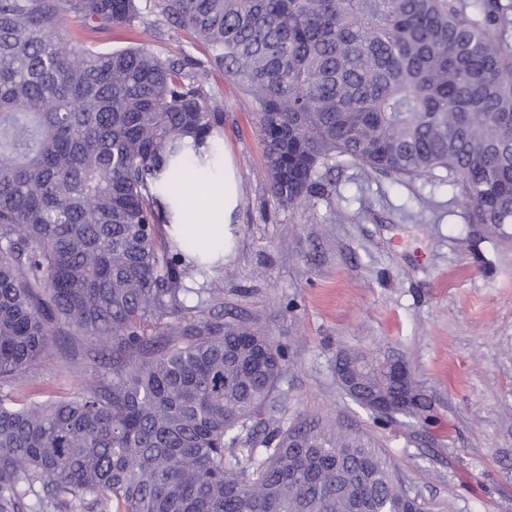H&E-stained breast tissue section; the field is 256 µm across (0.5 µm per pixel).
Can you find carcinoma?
<instances>
[{
  "instance_id": "obj_1",
  "label": "carcinoma",
  "mask_w": 512,
  "mask_h": 512,
  "mask_svg": "<svg viewBox=\"0 0 512 512\" xmlns=\"http://www.w3.org/2000/svg\"><path fill=\"white\" fill-rule=\"evenodd\" d=\"M142 2L0 0V382L56 336L112 348L70 397L0 395V512H424L369 442L267 429L281 345L224 320L220 290L194 300L215 268L162 236V196L188 168L220 172L221 113L184 61L87 41ZM160 2L204 47L202 73L254 101L281 205L349 163L449 186L491 237L512 224V0ZM339 359L367 395L397 389L388 362Z\"/></svg>"
}]
</instances>
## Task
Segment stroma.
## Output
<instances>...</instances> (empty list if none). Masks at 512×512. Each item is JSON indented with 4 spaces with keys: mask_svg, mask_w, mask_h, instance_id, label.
I'll return each instance as SVG.
<instances>
[{
    "mask_svg": "<svg viewBox=\"0 0 512 512\" xmlns=\"http://www.w3.org/2000/svg\"><path fill=\"white\" fill-rule=\"evenodd\" d=\"M93 40L192 60L190 76L205 58L157 0ZM202 98L223 114L215 141L234 159L240 198L231 253L207 285L221 289L225 316L286 352L268 427L314 420L370 441L425 512H512V224L507 239L477 242L451 188L354 165L320 169L326 193L282 206L263 178L250 98L216 71ZM352 351L402 359L432 404L429 419L383 422L346 395L336 358ZM100 369L95 348L60 338L24 381L0 389L40 402L73 395Z\"/></svg>",
    "mask_w": 512,
    "mask_h": 512,
    "instance_id": "obj_1",
    "label": "stroma"
}]
</instances>
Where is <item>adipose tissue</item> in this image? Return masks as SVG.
Instances as JSON below:
<instances>
[{
  "label": "adipose tissue",
  "mask_w": 512,
  "mask_h": 512,
  "mask_svg": "<svg viewBox=\"0 0 512 512\" xmlns=\"http://www.w3.org/2000/svg\"><path fill=\"white\" fill-rule=\"evenodd\" d=\"M239 206L237 172L232 157L224 159V176L213 181L207 198L196 203L202 214L197 224H168L164 231L174 243H190L192 253L210 262L224 260L233 237L232 224Z\"/></svg>",
  "instance_id": "ef3b65f1"
}]
</instances>
